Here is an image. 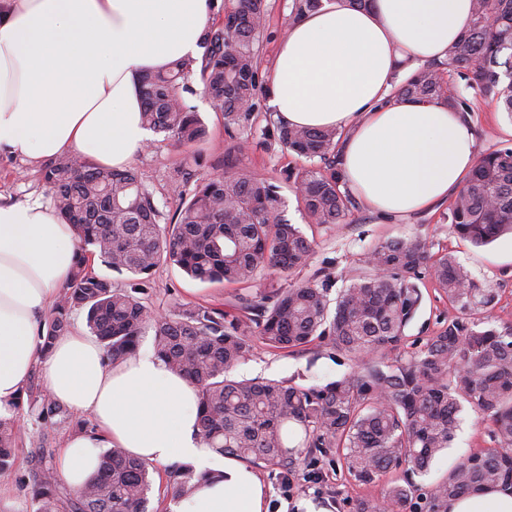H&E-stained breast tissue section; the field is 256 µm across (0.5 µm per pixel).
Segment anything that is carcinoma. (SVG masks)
Segmentation results:
<instances>
[{"label":"carcinoma","mask_w":512,"mask_h":512,"mask_svg":"<svg viewBox=\"0 0 512 512\" xmlns=\"http://www.w3.org/2000/svg\"><path fill=\"white\" fill-rule=\"evenodd\" d=\"M324 0H292L299 20ZM267 0H223L218 20L205 31L198 60H178L163 72L140 77L146 125L183 147L207 129L183 93L196 76L226 127L246 128L260 88V42ZM465 89L504 107L512 119V0H474L463 36L445 59L428 64L394 88L398 97L443 99L458 112L470 109L452 90L445 72ZM268 136L310 161L284 171L313 224H347L354 201L341 190V133L271 122ZM57 214L77 231V261L70 281L45 320L41 351L66 335L70 316L86 314L91 333L118 361L136 353L153 331L158 357L197 389L200 433L224 456L263 464L288 476L334 448L355 480L369 484L397 472L380 500L362 501L356 512H409L418 491L414 477L427 473L449 448L463 404L483 417L498 447L477 451L455 465L429 490L431 512L448 500L486 487H512V326L476 314L492 307L493 289L479 285L449 252H431L427 239L387 240L367 259L371 273L353 278L330 299L331 282L290 283L256 301L240 298L229 316L212 306H173L154 312L142 301L152 272L162 263L194 280L249 284L268 270L289 273L309 264L313 242L284 215L278 186L245 174L193 179L176 171L175 220L160 225L163 212L133 168H99L80 156L55 158L41 169ZM448 222L458 237L476 245L512 233V148L477 158L450 207ZM133 284L117 288L89 269V257ZM431 279L458 310L448 327L412 352L403 351L406 329L423 299L420 284ZM335 307H330V304ZM276 350H297L316 340L356 363L349 375L323 386L277 380H235L229 373L251 354L254 341ZM27 404L45 425L66 418V408L39 385L25 390ZM20 441L13 418L0 417V473H13L29 488V512H151L148 465L122 448L107 449L96 476L70 493L53 464L15 471ZM196 473L174 463L164 492L192 493Z\"/></svg>","instance_id":"carcinoma-1"}]
</instances>
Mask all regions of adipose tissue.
Here are the masks:
<instances>
[{
    "mask_svg": "<svg viewBox=\"0 0 512 512\" xmlns=\"http://www.w3.org/2000/svg\"><path fill=\"white\" fill-rule=\"evenodd\" d=\"M473 0H331L295 22L276 54L269 104L291 127L345 132L341 180L371 211L404 218L445 201L475 162L465 117L440 99L392 98L400 64L445 58ZM209 0H0V151L61 154L123 168L152 131L139 77L198 55ZM76 261V231L39 203L0 204V416L16 413L33 369L59 402L89 414L58 458L72 489L102 449L146 464L193 463L203 474L174 512H268L247 465L203 441L196 391L143 349L113 362L82 327L41 353V321ZM447 512H512V489L449 500Z\"/></svg>",
    "mask_w": 512,
    "mask_h": 512,
    "instance_id": "obj_1",
    "label": "adipose tissue"
}]
</instances>
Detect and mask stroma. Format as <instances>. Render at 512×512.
<instances>
[{
	"mask_svg": "<svg viewBox=\"0 0 512 512\" xmlns=\"http://www.w3.org/2000/svg\"><path fill=\"white\" fill-rule=\"evenodd\" d=\"M267 32L260 47V72L263 81H270L279 43L293 23L290 0H268ZM206 124L209 135L192 147L177 146L164 134H155L153 141L136 155L132 162L144 187L153 195L165 215H173L178 199L171 192V178L191 157H198L196 176L245 173L278 184L285 201V216L297 224L315 244L310 264L289 273L267 271L254 286L202 283L189 278L178 267L156 268L147 284L146 302L153 310L163 311L175 304L213 305L225 312L238 314L241 296H263L288 283L313 279L316 273L328 275L333 290H340L349 281L366 272L369 249L391 239L426 238L434 250H447L466 267L476 281L494 291L492 319L500 325H512V234L476 246L449 232L448 206L440 204L433 210L401 219H384L356 203L348 223L317 225L309 223L300 211L295 194L282 175L284 168L298 165V158L279 145L262 146V130L272 112L266 90L256 96L255 118L250 128L226 132L224 116L216 112L202 95H187ZM470 121L474 132V151L482 155L504 144H512V119L496 104L472 99ZM40 165L27 159L0 153V202L40 201L51 205L52 199L40 178ZM455 309L434 284H426L423 301L406 330L407 348L414 351L447 326L455 317ZM354 368L353 361L325 344L316 342L294 352L276 351L255 344L248 359L233 372L237 379L291 380L303 386L323 385L342 378ZM461 424L450 448L437 457L427 475L418 477L419 495L414 512H426L425 497L435 481L448 469L472 452L494 447L488 423L478 421L471 409H464ZM86 414L69 413L64 422L45 425L28 412H19L16 424L23 441L17 451L16 468L28 471L39 454L57 455L64 440L73 435L77 423L89 422ZM256 474L268 486V512H306L305 502H313L323 512H353L362 499L382 498L387 479L371 484L354 480L337 460L335 449L316 454L311 464L301 466L288 479L276 472L256 467ZM291 482V492H284V482Z\"/></svg>",
	"mask_w": 512,
	"mask_h": 512,
	"instance_id": "obj_1",
	"label": "stroma"
}]
</instances>
